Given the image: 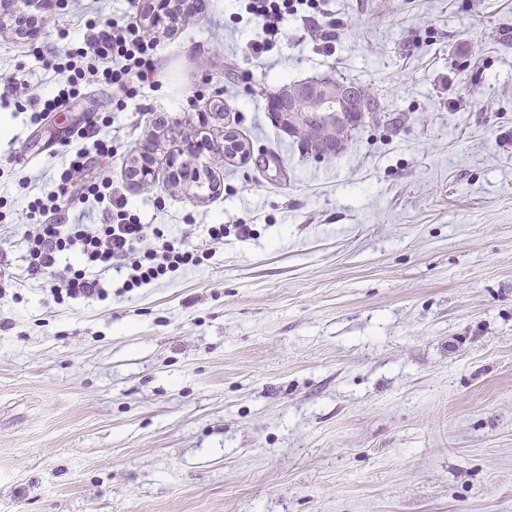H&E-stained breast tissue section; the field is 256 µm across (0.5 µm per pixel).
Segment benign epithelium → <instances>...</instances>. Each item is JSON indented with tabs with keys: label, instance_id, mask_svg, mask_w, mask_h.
<instances>
[{
	"label": "benign epithelium",
	"instance_id": "obj_1",
	"mask_svg": "<svg viewBox=\"0 0 512 512\" xmlns=\"http://www.w3.org/2000/svg\"><path fill=\"white\" fill-rule=\"evenodd\" d=\"M376 108L359 96L357 88L351 84L332 78H310L283 85L268 98V112L276 123L288 124L286 130L293 133L301 128L321 127L319 137L311 139V150L318 156H334L343 148L337 129H352L359 126L364 117ZM203 130H198L196 138L188 139L182 148L186 159L169 165V179L184 180L188 186L203 187L201 173L195 162L206 150H213ZM153 144L144 143L139 155L130 166L132 175L145 180L151 173Z\"/></svg>",
	"mask_w": 512,
	"mask_h": 512
}]
</instances>
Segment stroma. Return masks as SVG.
Returning a JSON list of instances; mask_svg holds the SVG:
<instances>
[{
  "mask_svg": "<svg viewBox=\"0 0 512 512\" xmlns=\"http://www.w3.org/2000/svg\"><path fill=\"white\" fill-rule=\"evenodd\" d=\"M149 3L0 16V512H512V0H331L332 47L291 16L259 57L238 0L173 28ZM100 16L156 41L155 76L124 97L87 79L30 123L63 83L59 29ZM325 75L381 104L331 158L267 114L270 89ZM86 124L116 154L83 181L109 176L200 266L61 303L30 274L26 204ZM201 126L249 153H204L220 189L199 198L165 176Z\"/></svg>",
  "mask_w": 512,
  "mask_h": 512,
  "instance_id": "stroma-1",
  "label": "stroma"
}]
</instances>
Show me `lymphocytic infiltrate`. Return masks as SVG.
Here are the masks:
<instances>
[{
	"mask_svg": "<svg viewBox=\"0 0 512 512\" xmlns=\"http://www.w3.org/2000/svg\"><path fill=\"white\" fill-rule=\"evenodd\" d=\"M329 0H245V11L261 23L265 40L254 43V53H266L281 33L286 17L299 13L323 15ZM157 45L145 39L137 25L107 20L86 27L82 47L63 48L48 59L53 69L66 72L69 84L90 77L104 79L114 90L130 93L134 84L147 81L155 72L154 53ZM76 144L70 145L68 162L60 172L56 187L45 196L27 204L37 223L26 230L28 267L32 274L51 282L55 299L62 297L100 299L105 291L94 276V269L124 272L123 291L152 285L156 281L201 263L196 249L184 241L165 236L160 228H148L128 208L125 197L112 191V181H100L80 187L78 176L88 168L92 158L108 159L113 146L110 139L91 138L88 131L76 133ZM101 204L105 220L100 224L85 223L84 212L73 211L75 198ZM72 210L71 223H56L60 211ZM66 251L76 252L80 269L58 271V258Z\"/></svg>",
	"mask_w": 512,
	"mask_h": 512,
	"instance_id": "obj_1",
	"label": "lymphocytic infiltrate"
}]
</instances>
